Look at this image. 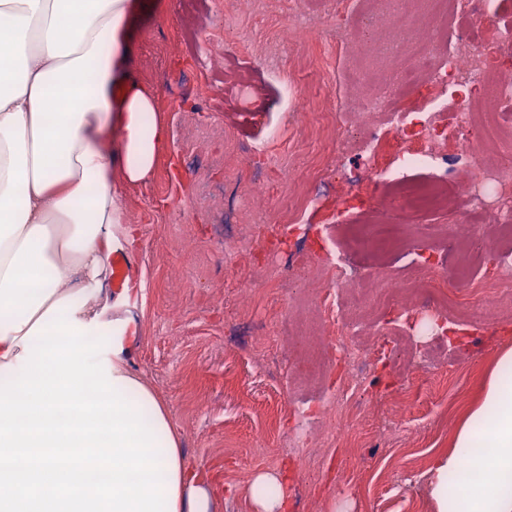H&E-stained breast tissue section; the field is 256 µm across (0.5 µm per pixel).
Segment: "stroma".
Returning <instances> with one entry per match:
<instances>
[{
  "instance_id": "stroma-1",
  "label": "stroma",
  "mask_w": 512,
  "mask_h": 512,
  "mask_svg": "<svg viewBox=\"0 0 512 512\" xmlns=\"http://www.w3.org/2000/svg\"><path fill=\"white\" fill-rule=\"evenodd\" d=\"M288 2L244 0L232 10L233 27L265 49L286 33ZM223 22L213 0H138L130 24L135 76L156 88L158 115L170 129L153 177L122 189L123 208L137 228L130 249L139 260L131 363L166 403L184 460L207 474L220 512H253L248 487L266 469L288 478L285 512H436L425 474L452 447L499 354L512 347V316L449 326L450 352L440 367L417 368L400 379L378 366L353 411L357 442L319 441L318 476L298 480L295 461L282 450L289 415L319 405L336 374L316 376L289 342L290 333L315 317L311 303H287L289 292H305L292 276L289 250L303 245L315 270L340 247L362 279L383 270L409 286L414 276L399 257L351 246L345 233L304 236L276 223L261 242H242L232 266H225L219 193L228 183L244 196L241 223H250L257 206L276 219L296 206L318 171L328 190L304 223H327L340 194L347 198L342 223H365L379 199L351 193L364 163L338 154L313 112L350 108L361 91L379 89L392 73L372 70L360 91L336 68H324L320 49L309 46L288 54L276 82L254 58L238 54L234 40L217 34ZM284 80L295 83L297 103L307 111L283 99ZM274 125L283 127L284 141L270 151L286 155L299 180L270 191L248 148ZM454 220L450 211L414 217L415 246L449 288L488 281L505 251L491 214L472 216L486 242L463 264L448 240L428 233ZM405 409L413 413L405 427L386 430V421Z\"/></svg>"
}]
</instances>
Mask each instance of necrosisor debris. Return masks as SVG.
<instances>
[{"mask_svg":"<svg viewBox=\"0 0 512 512\" xmlns=\"http://www.w3.org/2000/svg\"><path fill=\"white\" fill-rule=\"evenodd\" d=\"M374 11L362 14L360 28L366 35L387 32L379 46L381 59L406 57V64L383 88L364 97L358 111L335 115L337 143L345 153H357L368 162L373 176L369 189L384 184L392 195L374 223L353 234L357 246L391 240L414 214L446 207L460 223L471 214L491 209L496 223L512 232V167L490 166L478 160L468 134L480 129L486 141L512 152V128L502 124L504 104H512V80L497 78L500 61L512 52V25L498 22L500 0H376ZM343 0H290L289 33L302 42L320 45L323 59L347 47L345 22L326 27L325 18L344 12ZM440 19L427 39L414 43L413 27L420 11ZM490 90L488 102L470 97L472 88ZM447 121H439L440 112ZM406 267L420 277L416 291H408L395 277L381 278L372 290L355 291L348 284L354 273L343 254H336L326 268L330 282L319 292L318 329L336 356L335 393L317 409L294 413V429L286 450L301 466H308L312 452V425L318 416L331 422L330 433L345 438L351 428L346 408L364 390V383L378 363L404 376L411 361L432 364L431 350L409 352L400 339L380 342L371 335L370 320L360 309L367 299L382 308L400 306L422 336H443L455 318L457 305L443 289L431 287V266L419 252L402 251ZM432 288V287H431Z\"/></svg>","mask_w":512,"mask_h":512,"instance_id":"obj_1","label":"necrosis or debris"}]
</instances>
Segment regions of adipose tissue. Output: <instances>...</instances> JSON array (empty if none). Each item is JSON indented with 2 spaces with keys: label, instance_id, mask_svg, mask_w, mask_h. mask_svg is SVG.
Instances as JSON below:
<instances>
[{
  "label": "adipose tissue",
  "instance_id": "obj_1",
  "mask_svg": "<svg viewBox=\"0 0 512 512\" xmlns=\"http://www.w3.org/2000/svg\"><path fill=\"white\" fill-rule=\"evenodd\" d=\"M137 0H0V385L16 379L25 334L67 316L101 334L88 283L104 275L121 190L148 180L169 128L156 93L131 73L128 23ZM112 322L104 353L112 382L163 450L170 512H216L207 477L190 470L168 408L134 371ZM472 468L462 472L463 458ZM491 473L484 481L483 473ZM436 512H512V348L491 371L480 405L430 470ZM282 474L258 473L254 512H283Z\"/></svg>",
  "mask_w": 512,
  "mask_h": 512
}]
</instances>
